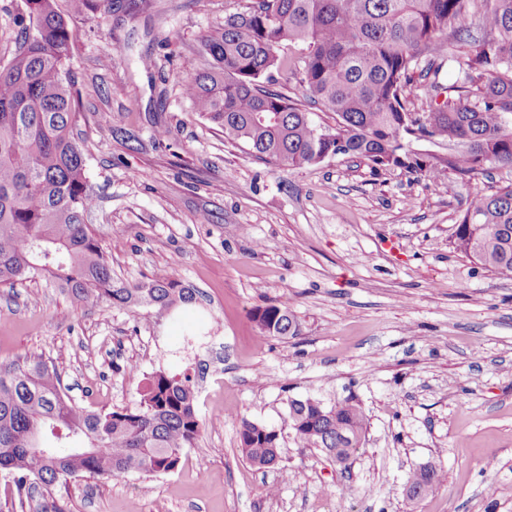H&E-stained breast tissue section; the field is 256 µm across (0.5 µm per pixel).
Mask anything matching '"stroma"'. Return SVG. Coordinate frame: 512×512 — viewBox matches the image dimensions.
Segmentation results:
<instances>
[{"instance_id":"1","label":"stroma","mask_w":512,"mask_h":512,"mask_svg":"<svg viewBox=\"0 0 512 512\" xmlns=\"http://www.w3.org/2000/svg\"><path fill=\"white\" fill-rule=\"evenodd\" d=\"M241 4L155 0L134 20L71 23L88 222L113 275L174 278L198 301L159 320L40 279L0 287V365L40 356L85 406L132 407L144 377L185 368L189 330L207 338L193 372L203 427L183 466L75 477L53 499L65 512H512V278L453 245L462 212L511 184L512 167L469 183L348 156L289 168L225 139L181 83L207 68L203 37ZM159 124L171 130L162 144ZM282 297L301 332L266 337L251 312ZM309 396L362 407L368 433L350 467L296 445L288 403ZM243 416L279 432L291 480L243 458ZM427 463L438 481L410 501L406 477Z\"/></svg>"}]
</instances>
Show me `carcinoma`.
<instances>
[{"instance_id": "carcinoma-1", "label": "carcinoma", "mask_w": 512, "mask_h": 512, "mask_svg": "<svg viewBox=\"0 0 512 512\" xmlns=\"http://www.w3.org/2000/svg\"><path fill=\"white\" fill-rule=\"evenodd\" d=\"M14 48L0 59V286L45 280L78 303L90 299L158 319L195 302L176 279L129 283L112 276L97 235L85 223L94 207L86 158L74 137L79 101L70 69V21L89 11L132 15L149 0H24ZM301 46L285 67L282 50ZM455 82L438 81L436 62H458ZM210 67L183 85L194 111L259 158L303 167L325 155L358 158L373 170L401 169L433 180L477 178L492 163L512 166V0H247L203 40ZM336 115L315 122L284 95L264 89L274 75ZM434 96L417 115L418 80ZM444 144L422 153L414 142ZM453 244L485 270L512 277V184L480 194L460 216ZM270 337L296 336L290 304L252 312ZM300 448L348 462L366 441L361 407L307 397L288 404ZM190 368L154 371L134 409L90 410L69 394L41 357L0 369V470L17 493L30 481L50 488L71 477L169 473L202 430ZM246 459L281 465L279 433L238 422ZM437 477L421 467L405 488L426 495Z\"/></svg>"}]
</instances>
